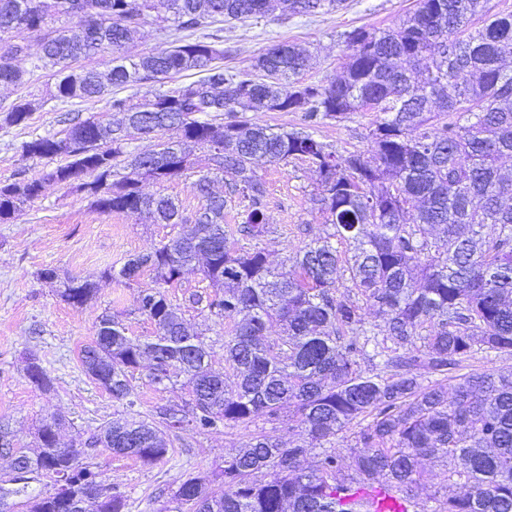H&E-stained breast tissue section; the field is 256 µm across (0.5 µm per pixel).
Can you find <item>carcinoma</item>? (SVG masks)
<instances>
[{
  "label": "carcinoma",
  "mask_w": 512,
  "mask_h": 512,
  "mask_svg": "<svg viewBox=\"0 0 512 512\" xmlns=\"http://www.w3.org/2000/svg\"><path fill=\"white\" fill-rule=\"evenodd\" d=\"M488 0H415L395 29L343 33L350 51L340 78L304 84L296 80L306 54L280 42L260 53L254 70L224 67L220 23L273 16H312L337 11L345 0H0V36L25 34L41 42L29 71L13 64L27 46L0 50V85L25 84L54 68L53 98L63 104L99 98L113 87H138L185 71L202 76L157 90L137 103L114 97L111 112L79 121L77 139L40 136L23 142L29 157L67 162L42 177L17 174L0 182V222L15 218L37 198L47 180L84 181L92 205L107 213H145L173 224L174 202L148 194L142 183L178 178L199 159L196 189L204 204L194 232L173 237L154 251L127 260L125 283L149 270L156 288L139 290L138 311L156 327L142 342L112 315L100 317L95 336L80 350L86 375L127 416L100 426L91 444L144 463L169 452L166 434L189 421L202 431L224 422L248 425L288 412L308 439L323 446L353 422L369 419L357 436L344 475L335 452L324 450L315 468L304 466L307 447L283 445L269 434L253 436L245 450L220 466L224 486L186 475L171 500L194 512H368L365 503L343 505L336 491L351 484L389 480L414 505L424 481L423 458L447 462L452 489L440 512H512V374L495 369L460 373L478 352H512V180L498 163L512 156V71L501 63L512 45V11L488 14ZM151 14L188 32L170 46L137 60L120 56L132 32ZM56 16L77 32L53 29ZM108 55L105 70L74 69L80 59ZM32 104L20 100L5 123H27ZM242 112H299L302 124L274 130L249 123ZM353 112H375L370 155L338 154L318 127ZM225 117L218 136L213 120ZM176 137L155 148L126 150V132ZM220 139L223 152L211 154ZM307 163L320 192L313 202L326 214L325 237L307 244L289 267H273L251 244L272 232L265 222L266 182L256 164ZM235 176L242 223H224V197L212 192V172ZM204 260L213 288L192 296L224 321V360L236 373L235 389L210 368L211 346L190 330L160 286L178 281L184 268ZM348 290L338 292V270ZM95 283L71 278L60 297L82 306ZM387 316L383 339L367 326L363 305ZM282 334L267 335L272 323ZM430 327L428 334L421 330ZM152 360L149 380L159 388L176 367L190 399L158 406L143 417L135 410V372ZM375 371L360 369L359 360ZM438 377L432 385L423 374ZM452 381L448 398L444 381ZM57 421L38 427L40 451L13 458L16 489L0 486V505L12 512L11 495L29 483L69 471L67 499L85 495L97 475L59 447ZM273 471L265 482L262 470ZM65 499V500H67ZM53 494L28 499V512H66Z\"/></svg>",
  "instance_id": "1"
}]
</instances>
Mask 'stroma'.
Returning a JSON list of instances; mask_svg holds the SVG:
<instances>
[{"label": "stroma", "mask_w": 512, "mask_h": 512, "mask_svg": "<svg viewBox=\"0 0 512 512\" xmlns=\"http://www.w3.org/2000/svg\"><path fill=\"white\" fill-rule=\"evenodd\" d=\"M414 0H346L343 9L287 20L259 18L224 31V43L232 49L224 64L236 71L252 70L259 52L288 42L308 49L310 60L299 76L309 83L337 77L343 70L347 50L341 38L345 30L362 27L371 31L399 25L412 10ZM174 29H163L155 16H148L125 44V56L136 57L166 47ZM54 90L50 70H42L20 87L0 85V110L19 99L31 101L35 110L27 124L9 126L0 122V182L18 171L38 176L54 168L53 160L26 158L23 142L32 137L62 136L75 122L110 112V96L84 101L76 111L53 109L47 101ZM375 113L356 112L342 121L321 125L319 136L337 153L368 151L369 131ZM257 173L268 188L266 217L274 231L261 238L271 265L286 264L301 247L324 236L325 217L311 201L318 193L315 174L300 161L263 162ZM195 171L158 185L149 192L169 196L184 217L180 224H154L138 214L104 213L91 208L87 195L77 185L46 184L41 195L22 207L18 217L0 223V418L9 419L17 447L35 445V429L43 418L60 419V447L82 450V460L113 491L122 494L124 512H169V494L185 474L213 479L225 457L242 448L249 435L270 434L292 444L304 434L288 417L270 422L257 418L249 426L225 423L201 433L190 425L169 431L168 455L146 464L88 447L97 427L121 414L122 407L86 376L79 360L84 344L94 336L99 316L111 314L123 320L131 335L143 340L156 334L153 323L137 310L140 289L151 287L150 275L125 285L113 279L129 256L152 251L161 242L182 234L194 224L202 200L195 189ZM45 268L55 269L59 280L70 277L96 282V296L81 307L61 299L57 283L39 277ZM185 318L212 344L211 366L223 372L226 387L235 378L224 361V323L197 309L184 311ZM36 357L53 380L43 392L25 378L27 357ZM149 364L135 374L138 409L150 415L159 404L179 403L189 398L183 377H172L165 389L149 381Z\"/></svg>", "instance_id": "stroma-1"}]
</instances>
